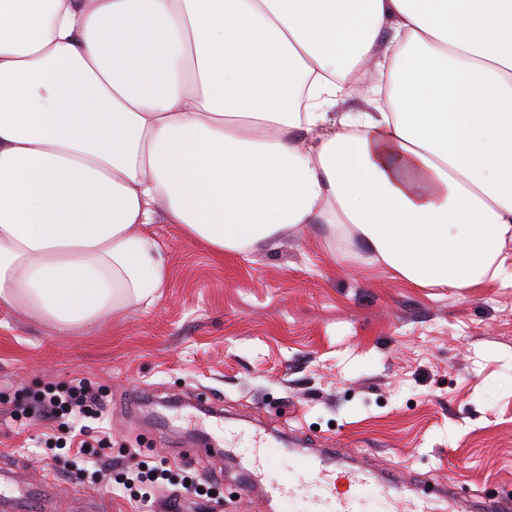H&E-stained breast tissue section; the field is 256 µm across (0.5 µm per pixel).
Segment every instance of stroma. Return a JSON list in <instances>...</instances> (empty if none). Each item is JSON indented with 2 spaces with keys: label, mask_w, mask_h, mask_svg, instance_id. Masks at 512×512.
I'll list each match as a JSON object with an SVG mask.
<instances>
[{
  "label": "stroma",
  "mask_w": 512,
  "mask_h": 512,
  "mask_svg": "<svg viewBox=\"0 0 512 512\" xmlns=\"http://www.w3.org/2000/svg\"><path fill=\"white\" fill-rule=\"evenodd\" d=\"M168 276L151 304L72 332L0 308V478L50 483L46 512H281L241 492L224 435H264L282 478L301 453L335 448L391 470L405 494L425 478L512 498V284L412 288L365 246L323 224L246 255L217 256L182 225H147ZM85 381L104 419L85 434L43 420L45 390ZM111 479L77 475L80 447ZM169 469L142 510L127 472ZM220 495H180L182 476Z\"/></svg>",
  "instance_id": "1"
}]
</instances>
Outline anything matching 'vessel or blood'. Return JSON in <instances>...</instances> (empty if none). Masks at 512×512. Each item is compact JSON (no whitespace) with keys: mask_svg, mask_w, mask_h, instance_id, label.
Listing matches in <instances>:
<instances>
[{"mask_svg":"<svg viewBox=\"0 0 512 512\" xmlns=\"http://www.w3.org/2000/svg\"><path fill=\"white\" fill-rule=\"evenodd\" d=\"M328 454L325 448L305 454L287 479L270 484L269 495L287 512H426L398 495L392 484L362 470L330 469Z\"/></svg>","mask_w":512,"mask_h":512,"instance_id":"1","label":"vessel or blood"}]
</instances>
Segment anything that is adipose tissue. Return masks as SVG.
Here are the masks:
<instances>
[{
    "label": "adipose tissue",
    "instance_id": "1",
    "mask_svg": "<svg viewBox=\"0 0 512 512\" xmlns=\"http://www.w3.org/2000/svg\"><path fill=\"white\" fill-rule=\"evenodd\" d=\"M161 216L512 284V0H0V307L69 332L151 298Z\"/></svg>",
    "mask_w": 512,
    "mask_h": 512
}]
</instances>
